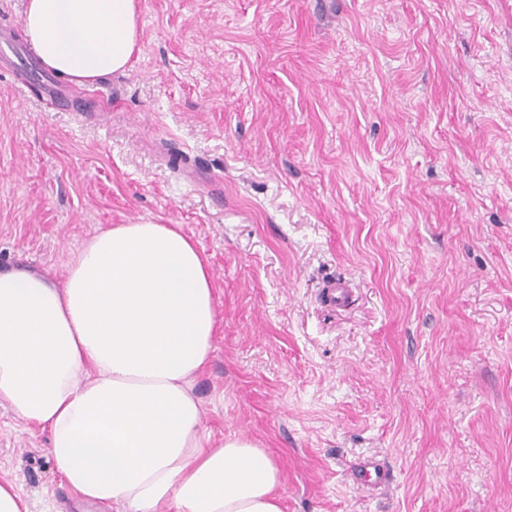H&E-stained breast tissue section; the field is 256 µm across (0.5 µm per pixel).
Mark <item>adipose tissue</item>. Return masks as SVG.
<instances>
[{"instance_id": "ef3b65f1", "label": "adipose tissue", "mask_w": 512, "mask_h": 512, "mask_svg": "<svg viewBox=\"0 0 512 512\" xmlns=\"http://www.w3.org/2000/svg\"><path fill=\"white\" fill-rule=\"evenodd\" d=\"M23 30L81 85L124 70L138 0H27ZM218 327L211 266L178 224H109L56 281L0 271V405L49 429L67 485L117 512H282L281 472L245 436L213 442L194 392Z\"/></svg>"}]
</instances>
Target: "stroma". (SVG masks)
<instances>
[{"label":"stroma","mask_w":512,"mask_h":512,"mask_svg":"<svg viewBox=\"0 0 512 512\" xmlns=\"http://www.w3.org/2000/svg\"><path fill=\"white\" fill-rule=\"evenodd\" d=\"M139 26L108 98L0 68V270L181 225L219 321L204 425L277 459L283 512H512V0H139ZM48 446L0 406L31 512H113ZM352 295V285L346 280H331L324 286V296L330 306H344L349 302Z\"/></svg>","instance_id":"obj_1"}]
</instances>
